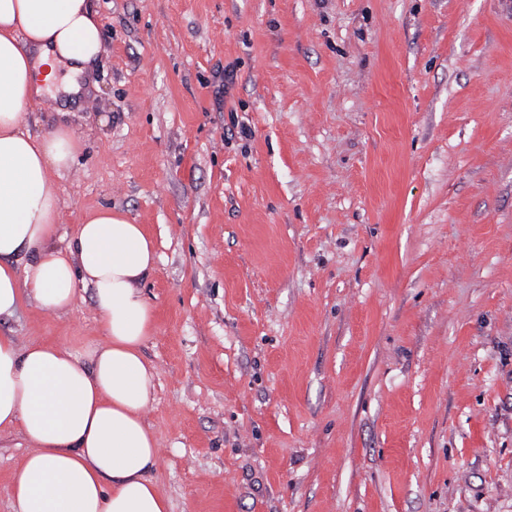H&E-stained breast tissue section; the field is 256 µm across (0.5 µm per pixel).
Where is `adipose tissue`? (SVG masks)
Wrapping results in <instances>:
<instances>
[{
	"instance_id": "ef3b65f1",
	"label": "adipose tissue",
	"mask_w": 512,
	"mask_h": 512,
	"mask_svg": "<svg viewBox=\"0 0 512 512\" xmlns=\"http://www.w3.org/2000/svg\"><path fill=\"white\" fill-rule=\"evenodd\" d=\"M102 44L90 0H0V318L26 300L68 311L89 286L106 336L82 359L0 333V430L20 429L29 444L10 478L13 512H169L145 418L155 372L142 346L154 312L140 284L154 242L108 207L63 241L57 178L80 144L65 127L28 126L26 109L57 64L86 74Z\"/></svg>"
}]
</instances>
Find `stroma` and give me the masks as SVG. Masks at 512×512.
<instances>
[{"instance_id":"35a3bbf8","label":"stroma","mask_w":512,"mask_h":512,"mask_svg":"<svg viewBox=\"0 0 512 512\" xmlns=\"http://www.w3.org/2000/svg\"><path fill=\"white\" fill-rule=\"evenodd\" d=\"M62 222L157 262L170 512H512V0H91ZM0 332L77 355L91 289ZM28 443L0 431V512Z\"/></svg>"}]
</instances>
